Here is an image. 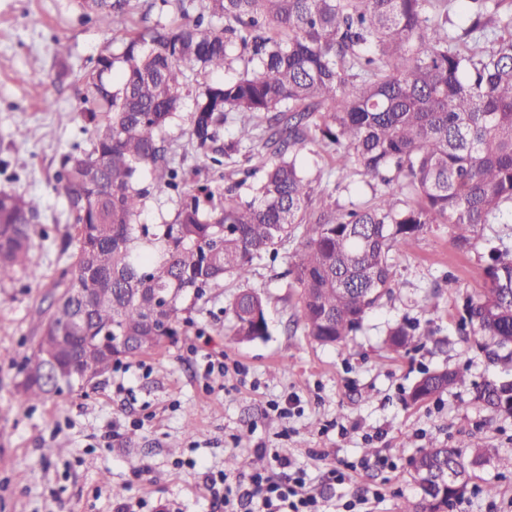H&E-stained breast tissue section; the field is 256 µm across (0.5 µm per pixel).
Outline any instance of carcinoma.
<instances>
[{
  "mask_svg": "<svg viewBox=\"0 0 512 512\" xmlns=\"http://www.w3.org/2000/svg\"><path fill=\"white\" fill-rule=\"evenodd\" d=\"M124 33L120 54H101L82 75L89 146L59 156L53 187L72 217L74 248L53 287V311L16 363L18 393L39 402L87 383L174 339L192 309L224 280L241 287L229 304L234 335H267L266 304L249 286L255 262L291 242L286 274L298 288L304 335L336 345L392 294L393 251L430 224H448L456 247L512 205V3L459 0H160L175 18L139 30L131 0H75ZM195 18H190L191 13ZM243 64L239 77L195 94L190 146L214 169L244 155L243 177L200 182L165 138L189 77ZM236 133L221 141L224 125ZM312 146L337 160L339 182L382 187L372 204L341 206L318 193L301 164ZM148 172L150 182L141 178ZM261 175L250 196L248 179ZM176 198L174 218L138 223L148 199ZM38 204L0 189V280L34 281L30 253ZM485 288L468 299L464 325L486 359L512 368V252L490 249ZM386 343H416L406 325ZM465 382L461 371L428 373L411 399L423 402ZM512 385L485 383L475 401L492 413ZM467 462L432 445L409 461L459 480L419 490L403 512H439L487 461L475 441Z\"/></svg>",
  "mask_w": 512,
  "mask_h": 512,
  "instance_id": "obj_1",
  "label": "carcinoma"
}]
</instances>
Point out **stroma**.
I'll return each instance as SVG.
<instances>
[{"mask_svg": "<svg viewBox=\"0 0 512 512\" xmlns=\"http://www.w3.org/2000/svg\"><path fill=\"white\" fill-rule=\"evenodd\" d=\"M122 36L105 15H83L74 0H0V189L34 197L42 236L31 260L41 278L0 284V512H115L139 497L142 512H212L208 472L233 455L260 466L258 449L304 467L310 487L330 503L369 496L363 512H401L417 488L408 460L431 443L463 447L479 438L490 459L472 468L451 512H512V414H489L474 400V384L500 379L462 324L469 296L484 286L487 244L512 249V211L484 225L475 248L461 250L452 230L433 224L393 254L396 286L346 342L321 346L304 336L285 259L255 265L250 284L267 303L269 334L242 341L231 331L233 281L200 300L193 323L175 339L130 359L78 392L36 403L18 399L13 361L39 338L37 317L53 299L67 214L50 183L60 154L87 142L90 131L70 122L78 86L61 76L57 42L75 65L88 64ZM437 304L427 314V304ZM403 323L428 331L416 348L395 354L386 333ZM197 353H189L190 345ZM241 364L206 383L208 356ZM464 372V384L423 403L409 394L425 372ZM288 410L280 418L269 408ZM145 425L132 429L131 421ZM60 445V455H46ZM389 457L396 470L380 467ZM185 459L186 467L174 465ZM354 464L345 484L324 473ZM495 485L496 495L485 494Z\"/></svg>", "mask_w": 512, "mask_h": 512, "instance_id": "obj_1", "label": "stroma"}]
</instances>
